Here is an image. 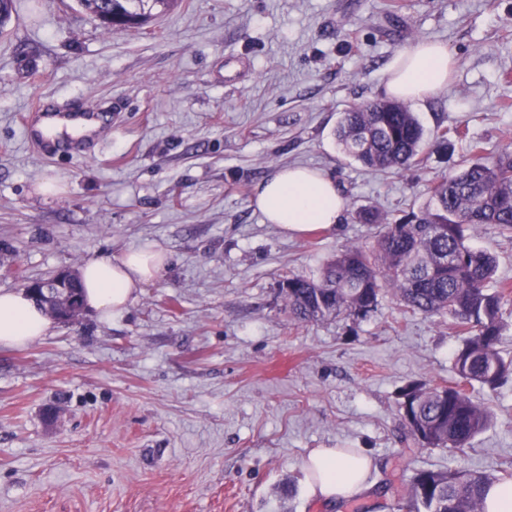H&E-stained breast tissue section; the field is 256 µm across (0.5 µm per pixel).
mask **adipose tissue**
<instances>
[{
	"label": "adipose tissue",
	"mask_w": 512,
	"mask_h": 512,
	"mask_svg": "<svg viewBox=\"0 0 512 512\" xmlns=\"http://www.w3.org/2000/svg\"><path fill=\"white\" fill-rule=\"evenodd\" d=\"M454 62L447 46L421 43L396 53L388 68L387 96L415 100L448 82ZM253 202L265 221L284 230L303 232L340 221L345 201L330 177L306 167L273 169L257 185ZM167 257L150 249H132L116 259L94 257L81 273L86 309L108 320L127 310L141 286L165 269ZM50 330V321L24 293L0 289V347L27 345ZM372 461L363 451L350 454L342 448H320L304 467L309 472V493L325 501H341L365 493Z\"/></svg>",
	"instance_id": "obj_1"
}]
</instances>
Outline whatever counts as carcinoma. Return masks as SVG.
<instances>
[{"label": "carcinoma", "mask_w": 512, "mask_h": 512, "mask_svg": "<svg viewBox=\"0 0 512 512\" xmlns=\"http://www.w3.org/2000/svg\"><path fill=\"white\" fill-rule=\"evenodd\" d=\"M77 2L109 27L116 12L141 27L177 0ZM335 135L345 156L372 170L402 171L424 160V128L398 99L350 105ZM429 193L424 208L394 221L361 211L360 219L381 227L372 249L342 250L318 275H293L280 291L289 316L299 323L366 319L388 290L413 315L451 316L463 336L452 356L455 381L407 385L400 413L411 416L403 428L414 446L462 449L492 423L491 412L469 388L478 384L495 390L512 377V358L499 349L505 289H489L496 258L466 243V230L479 224L512 234V149L487 156L479 142H470L458 170L440 176ZM492 483L479 473L420 470L407 494L423 512H484L485 489Z\"/></svg>", "instance_id": "1"}]
</instances>
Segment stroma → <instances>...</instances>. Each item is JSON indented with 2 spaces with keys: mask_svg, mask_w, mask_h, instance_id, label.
Wrapping results in <instances>:
<instances>
[{
  "mask_svg": "<svg viewBox=\"0 0 512 512\" xmlns=\"http://www.w3.org/2000/svg\"><path fill=\"white\" fill-rule=\"evenodd\" d=\"M15 4L0 29V289L131 249L168 264L122 316L87 312L0 348V512H409L398 494L417 470L512 472V381L473 390L493 423L470 447L401 440V389L454 376L447 317L388 292L367 319L300 324L280 292L336 250L374 244L357 210H419L469 141L488 155L512 145V0H179L129 30L76 0ZM428 41L455 64L409 105L424 160L398 173L344 157L340 112L383 98L397 51ZM42 95L117 103L101 152L28 143L23 117ZM456 127L467 139L434 150ZM282 166L336 181L340 222L265 223L254 191ZM470 243L512 285V237L479 225ZM318 448L371 457L365 496H310Z\"/></svg>",
  "mask_w": 512,
  "mask_h": 512,
  "instance_id": "stroma-1",
  "label": "stroma"
}]
</instances>
